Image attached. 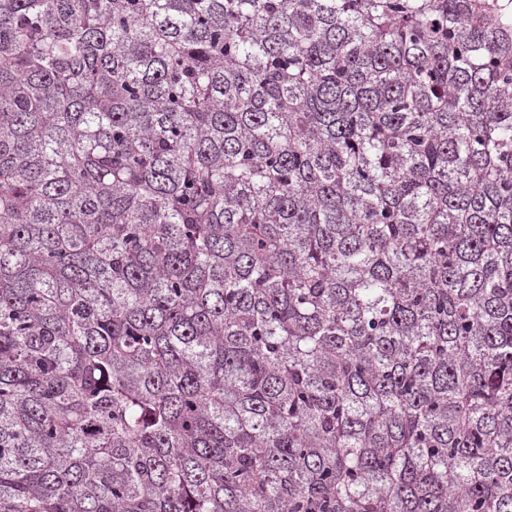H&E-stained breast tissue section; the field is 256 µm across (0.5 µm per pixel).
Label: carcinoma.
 <instances>
[{
  "mask_svg": "<svg viewBox=\"0 0 512 512\" xmlns=\"http://www.w3.org/2000/svg\"><path fill=\"white\" fill-rule=\"evenodd\" d=\"M0 512H512V0H0Z\"/></svg>",
  "mask_w": 512,
  "mask_h": 512,
  "instance_id": "1",
  "label": "carcinoma"
}]
</instances>
